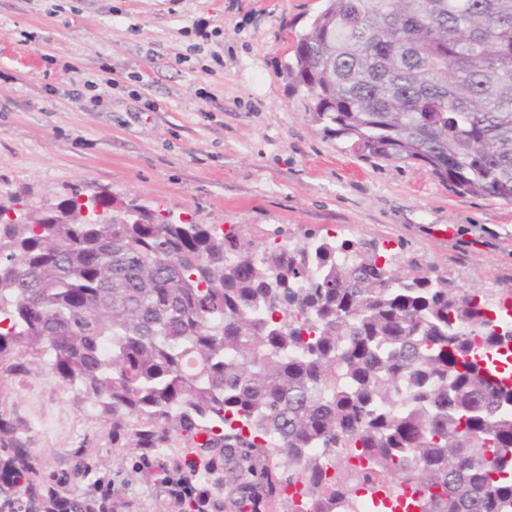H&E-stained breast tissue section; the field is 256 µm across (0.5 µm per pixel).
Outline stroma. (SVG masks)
Instances as JSON below:
<instances>
[{
	"label": "stroma",
	"instance_id": "stroma-1",
	"mask_svg": "<svg viewBox=\"0 0 512 512\" xmlns=\"http://www.w3.org/2000/svg\"><path fill=\"white\" fill-rule=\"evenodd\" d=\"M321 6L0 0V207L50 208L77 191L175 221L280 227L293 241L308 228L401 241L464 291L512 295V205L455 195L416 163L359 156L281 77ZM88 80L104 109L85 107ZM0 421L26 448L40 496L90 512H190L157 480L160 464L185 470L206 512H237L220 450L136 448L41 361L0 369Z\"/></svg>",
	"mask_w": 512,
	"mask_h": 512
}]
</instances>
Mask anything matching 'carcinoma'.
I'll list each match as a JSON object with an SVG mask.
<instances>
[{"label":"carcinoma","instance_id":"1","mask_svg":"<svg viewBox=\"0 0 512 512\" xmlns=\"http://www.w3.org/2000/svg\"><path fill=\"white\" fill-rule=\"evenodd\" d=\"M282 77L360 155L512 203V0H323ZM141 222L0 214V363L44 361L137 448L224 452L230 493L336 512H512L505 300L374 239L288 246Z\"/></svg>","mask_w":512,"mask_h":512}]
</instances>
